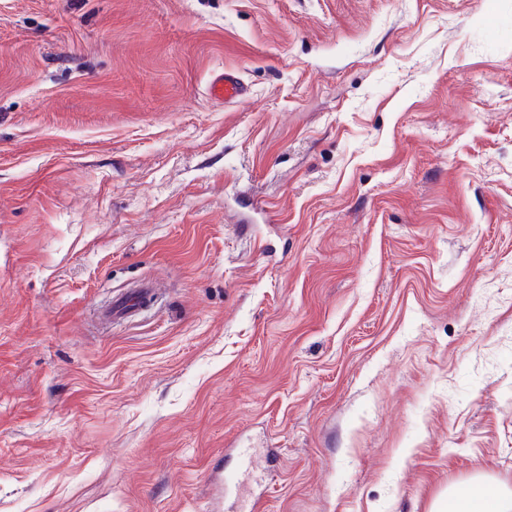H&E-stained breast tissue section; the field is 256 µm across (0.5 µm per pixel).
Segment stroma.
I'll use <instances>...</instances> for the list:
<instances>
[{"label": "stroma", "instance_id": "stroma-1", "mask_svg": "<svg viewBox=\"0 0 512 512\" xmlns=\"http://www.w3.org/2000/svg\"><path fill=\"white\" fill-rule=\"evenodd\" d=\"M480 476L512 484V0H0V512ZM247 93L245 85L238 77L230 73H224V77H217L209 87L212 99L224 103H234ZM154 297L153 287L150 284H145L143 288H135L131 292L113 297L106 316L112 321L126 319L141 311L145 304Z\"/></svg>", "mask_w": 512, "mask_h": 512}]
</instances>
